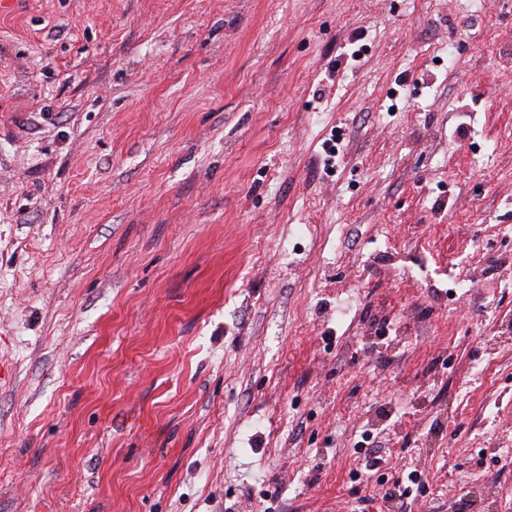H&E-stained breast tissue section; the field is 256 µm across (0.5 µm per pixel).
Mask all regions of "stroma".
<instances>
[{
	"mask_svg": "<svg viewBox=\"0 0 512 512\" xmlns=\"http://www.w3.org/2000/svg\"><path fill=\"white\" fill-rule=\"evenodd\" d=\"M412 471L404 512H512V0L0 11V512Z\"/></svg>",
	"mask_w": 512,
	"mask_h": 512,
	"instance_id": "stroma-1",
	"label": "stroma"
}]
</instances>
